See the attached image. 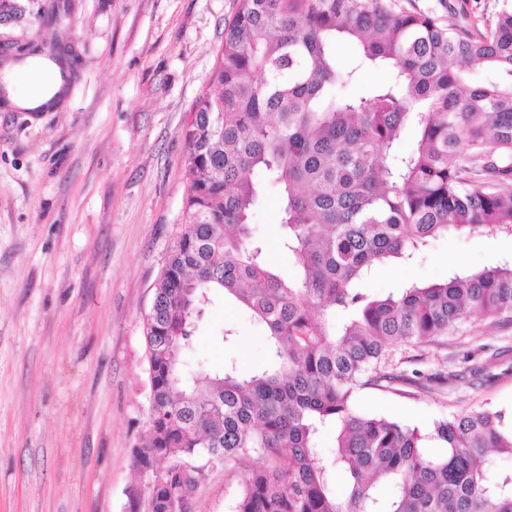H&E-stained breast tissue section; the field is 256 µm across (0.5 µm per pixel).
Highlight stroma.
I'll return each instance as SVG.
<instances>
[{
	"label": "stroma",
	"instance_id": "obj_1",
	"mask_svg": "<svg viewBox=\"0 0 512 512\" xmlns=\"http://www.w3.org/2000/svg\"><path fill=\"white\" fill-rule=\"evenodd\" d=\"M65 23L34 16L2 36L73 49V80L52 112L0 110V512H129L145 486L132 450L148 439L143 318L178 236L188 194L185 129L237 0H74ZM253 238L278 273L279 192L265 186ZM512 259V236L448 235L365 282L384 296L455 269ZM232 339H225V331ZM264 330L232 298L214 295L185 356L189 369L268 362ZM387 388L357 408L428 431L473 409L512 414V318L470 321L434 342L395 348ZM251 456L204 471L195 512H231Z\"/></svg>",
	"mask_w": 512,
	"mask_h": 512
}]
</instances>
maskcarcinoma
<instances>
[{
  "label": "carcinoma",
  "instance_id": "obj_1",
  "mask_svg": "<svg viewBox=\"0 0 512 512\" xmlns=\"http://www.w3.org/2000/svg\"><path fill=\"white\" fill-rule=\"evenodd\" d=\"M25 12L0 0V22ZM338 38L391 81L338 95L354 78L337 65ZM473 66L501 78L472 85ZM211 81L218 92L199 95L186 130L185 228L144 318L149 435L133 458L149 512H193L204 466L192 459L229 469L250 455L264 465L233 512H512V472L494 469L512 458L506 413L473 410L423 433L354 406L360 389L394 380L381 371L394 348L512 313L507 260L386 296L360 288L441 235H512V9L480 30L412 0H238ZM407 126L419 137L397 157ZM260 175L279 189L293 278L268 269L250 236ZM219 291L267 331L268 363L251 376L185 369ZM326 426L343 496L316 448Z\"/></svg>",
  "mask_w": 512,
  "mask_h": 512
}]
</instances>
